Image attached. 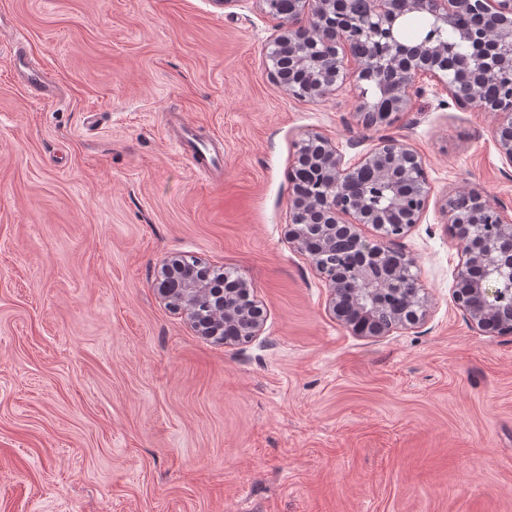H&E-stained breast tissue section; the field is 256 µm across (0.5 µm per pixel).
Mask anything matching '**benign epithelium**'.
<instances>
[{
  "instance_id": "obj_1",
  "label": "benign epithelium",
  "mask_w": 512,
  "mask_h": 512,
  "mask_svg": "<svg viewBox=\"0 0 512 512\" xmlns=\"http://www.w3.org/2000/svg\"><path fill=\"white\" fill-rule=\"evenodd\" d=\"M266 13L280 19L273 39L275 83L297 99H317L348 82L361 88L363 101L356 108L357 123L365 127L393 124L408 110L411 97L420 91L422 76L442 83L452 104L460 110L478 108L495 115V142L502 158L512 166V0H371L369 22L353 16L349 0H293L294 8L281 14L274 0H261ZM477 14L482 24L459 29L470 45V54L456 56L439 32L458 26V20ZM433 21L434 29L415 41H406L402 29L415 17ZM495 77L496 96L487 100L484 81ZM378 87L376 101H366L369 89ZM297 164L311 165L322 192L306 197L292 191V215H306L319 242L310 245L309 229L292 222L290 240L309 254L330 285V304L336 319L356 335L382 336L404 324L422 319L419 289L408 288L407 273L414 261L398 248V241L421 223L429 201L428 180L422 159L406 144L385 138L355 161L330 141L312 135L301 142ZM372 169L373 177L391 195L392 203L381 210L368 203L370 186L351 189L361 172ZM403 221H388L393 209ZM446 223L468 226L483 223L486 237L459 238L462 263L458 267L454 298L466 318L482 330L497 335L512 334V312L501 306L512 288V219L503 207L472 190L458 192L443 207ZM358 224H371L381 231L377 239H365ZM342 240L353 243L360 263L348 274L332 271L326 256ZM178 270L184 281L179 288L159 283V293L168 303L196 320L194 303L203 293L191 264ZM390 294L400 296L406 306L392 310ZM356 304L358 317L346 318L347 307ZM216 331L224 327L238 339L257 336L264 322L260 306L242 308L234 301H221Z\"/></svg>"
}]
</instances>
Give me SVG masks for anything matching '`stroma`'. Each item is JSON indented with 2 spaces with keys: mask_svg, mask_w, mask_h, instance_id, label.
Wrapping results in <instances>:
<instances>
[{
  "mask_svg": "<svg viewBox=\"0 0 512 512\" xmlns=\"http://www.w3.org/2000/svg\"><path fill=\"white\" fill-rule=\"evenodd\" d=\"M279 25L260 0H0L60 86L29 97L0 42V512H512V335L456 305L442 213L476 189L512 218L494 116L424 78L365 129L353 85L276 87ZM186 125L219 145L207 172ZM311 134L421 156L418 324L354 335L291 243ZM173 258L247 280L260 334L198 335L155 287Z\"/></svg>",
  "mask_w": 512,
  "mask_h": 512,
  "instance_id": "35a3bbf8",
  "label": "stroma"
}]
</instances>
